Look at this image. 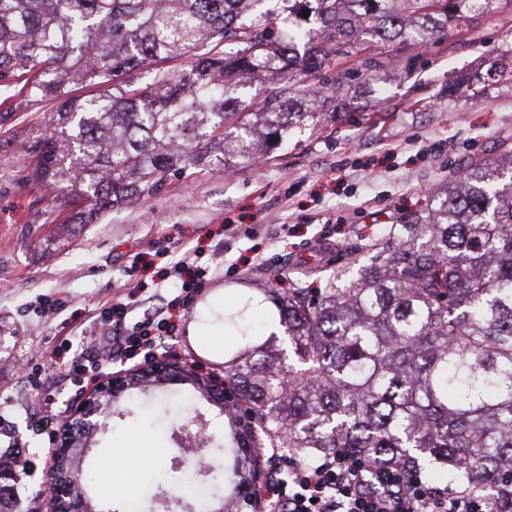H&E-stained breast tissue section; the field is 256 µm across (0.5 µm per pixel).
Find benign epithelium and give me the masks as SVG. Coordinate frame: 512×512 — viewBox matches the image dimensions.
I'll use <instances>...</instances> for the list:
<instances>
[{
    "label": "benign epithelium",
    "instance_id": "1",
    "mask_svg": "<svg viewBox=\"0 0 512 512\" xmlns=\"http://www.w3.org/2000/svg\"><path fill=\"white\" fill-rule=\"evenodd\" d=\"M181 376H186L185 370L164 355H154L145 366L124 375H112L86 394L70 413L65 428L54 439L55 452L49 468L56 481L50 487V494L46 495L48 512H95L91 502L78 490L74 479L78 452L85 447L84 433L100 427L97 414L127 391L136 378L143 377L151 384L160 385ZM190 380L221 402L232 398L230 393L224 392V387L214 385L207 377L195 375Z\"/></svg>",
    "mask_w": 512,
    "mask_h": 512
}]
</instances>
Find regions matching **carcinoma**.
Listing matches in <instances>:
<instances>
[{"label": "carcinoma", "mask_w": 512, "mask_h": 512, "mask_svg": "<svg viewBox=\"0 0 512 512\" xmlns=\"http://www.w3.org/2000/svg\"><path fill=\"white\" fill-rule=\"evenodd\" d=\"M308 5L322 40L288 29L266 0H0V86L55 101L50 131L25 147L29 177L71 191L81 223L159 194L175 174L257 162L262 138L318 122L294 111L300 72L384 68L380 43L421 46L474 0H280ZM232 43V52L224 46ZM186 59L188 69L169 65ZM268 76L262 92L245 89ZM340 287L298 283L249 296L224 322V406L250 451L233 482L257 483L263 448L319 459L345 448L376 467L500 494L512 512V146L450 176L423 212L371 241ZM283 328L258 334L255 314ZM19 456H0V512H17Z\"/></svg>", "instance_id": "1"}]
</instances>
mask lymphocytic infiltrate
Returning <instances> with one entry per match:
<instances>
[{
	"instance_id": "obj_1",
	"label": "lymphocytic infiltrate",
	"mask_w": 512,
	"mask_h": 512,
	"mask_svg": "<svg viewBox=\"0 0 512 512\" xmlns=\"http://www.w3.org/2000/svg\"><path fill=\"white\" fill-rule=\"evenodd\" d=\"M139 304L138 294L131 293L94 317L96 334L111 354L130 360L147 355L168 335L171 300L161 299L152 312L131 319ZM264 495L274 512H495L490 493L396 477L341 451L318 461L295 458L287 467L271 466Z\"/></svg>"
}]
</instances>
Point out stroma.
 Wrapping results in <instances>:
<instances>
[{
    "label": "stroma",
    "instance_id": "obj_1",
    "mask_svg": "<svg viewBox=\"0 0 512 512\" xmlns=\"http://www.w3.org/2000/svg\"><path fill=\"white\" fill-rule=\"evenodd\" d=\"M381 58L379 82L355 70L348 97L325 102V121L294 125L258 163L173 175L156 197L95 224L64 207L61 190L30 181L22 161V146L50 128L56 103L0 86V452L13 447L28 462L16 486L22 505L49 485L55 431L36 424L44 398L66 407L86 391L71 377L91 316L140 283L177 287L172 256L198 251L211 262L208 279L155 351L222 380L220 358L204 356L203 337L187 333L207 296L222 293L232 310L277 276L318 288L334 271L355 276L366 244L400 214L423 207L454 170L512 141V84L493 74L497 65L512 68V19L477 13L465 33L439 30L422 49L385 45ZM478 77L487 87L475 95ZM196 431L209 472L174 469ZM133 435L156 453L146 467L114 471L116 483L133 485L130 500L105 490L101 467ZM232 448L221 404L172 381L116 400L82 472L97 512H196L212 472L231 473Z\"/></svg>",
    "mask_w": 512,
    "mask_h": 512
}]
</instances>
